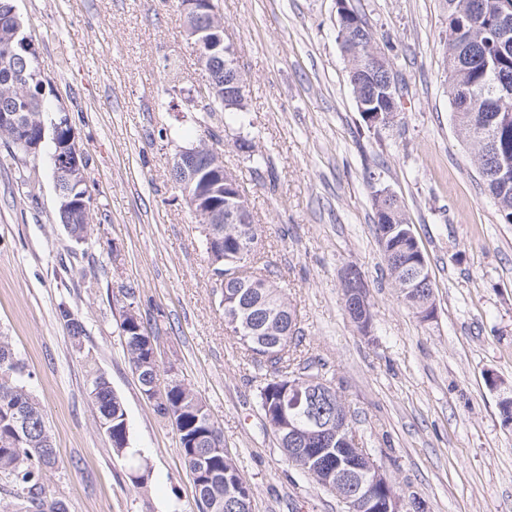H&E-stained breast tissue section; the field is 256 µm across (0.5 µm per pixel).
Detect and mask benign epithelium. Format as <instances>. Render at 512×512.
I'll use <instances>...</instances> for the list:
<instances>
[{"label":"benign epithelium","instance_id":"benign-epithelium-1","mask_svg":"<svg viewBox=\"0 0 512 512\" xmlns=\"http://www.w3.org/2000/svg\"><path fill=\"white\" fill-rule=\"evenodd\" d=\"M199 0H181L180 11L184 20L186 36L193 41L197 63L206 74V84L199 88L200 97L189 95L188 100L201 108L211 100V95L224 102L226 107H240L246 102V80L232 45L225 43L224 22L218 14L214 0H204L205 7H198ZM224 67V85L216 83L215 72ZM79 148L74 135L68 134V142L63 145V155L53 166V181L57 201L61 210L69 211L76 207L90 208L87 195L75 194L73 185L86 181V175L79 164ZM483 164L496 177L503 181L512 179V163L495 153H487ZM177 178L172 180L185 200L197 223L205 227L208 235L210 256L220 253L221 242L211 235L213 224H242L247 213L251 212L250 201L238 189L236 175L224 164V154L218 152L209 141L201 138L196 143L177 149L171 166ZM400 204L397 195L386 188L377 193V207L386 213ZM352 291L344 298V306L355 313L368 306L367 289L361 272L352 267L348 271ZM391 279L398 291L416 289V312L420 318L432 319L436 304L431 277L425 262H420L412 273L402 272V268L391 270ZM346 428V420L338 416L324 422L315 413H310L306 422L295 416L285 419V423L275 426L276 434L288 440V458L304 459L317 463V457L308 456L300 447L310 436H317L326 449H331L336 437ZM319 486L326 492L336 495L345 505V512H403L408 501L397 489L373 456L362 454L347 464L336 459V468L328 470L318 463ZM379 486L388 489L386 504L382 505L370 497V490Z\"/></svg>","mask_w":512,"mask_h":512}]
</instances>
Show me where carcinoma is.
I'll use <instances>...</instances> for the list:
<instances>
[{"mask_svg": "<svg viewBox=\"0 0 512 512\" xmlns=\"http://www.w3.org/2000/svg\"><path fill=\"white\" fill-rule=\"evenodd\" d=\"M473 0H445L448 9V97L455 126L467 144L483 140L496 147L500 155L512 159V122H497L491 131L484 130L486 117L500 111L503 91L512 92V43L502 45L490 34L504 14L512 15V0H478L479 8H471ZM13 0H0V57L7 52L19 56L12 70L0 67V111L20 112L26 119L16 128L4 133L9 139L10 156L30 154L33 138L30 125L39 121L46 126L45 143L50 154L64 144L69 126L63 114L48 116L42 99L44 65L22 49L19 40L12 39L11 29L4 23L13 16ZM342 48L349 51L362 46V39L374 40L366 22L359 16L347 18ZM351 86L359 87L367 102L366 109L375 110L381 104V90L375 63L367 58L349 72ZM463 87L468 96H454L455 87ZM485 191L495 199L504 223L512 224V182L505 184L491 177L482 180ZM58 220L72 225L71 232H82L89 225L83 212H60ZM378 240L393 249L386 262L404 266L411 271L418 262L404 230L409 228L403 210L388 215H374ZM215 236L224 241V258L235 257L247 240L259 245L261 237L256 224H237L233 232L226 225L214 227ZM277 271L267 261L263 270L250 273L238 285L213 289L218 306L234 311L240 317V333L236 340L245 354L264 370V382L258 391L260 407L268 424L278 422V413L289 410L288 384L303 376H314L332 385L336 373L320 359L302 356L300 346L304 336L300 327L290 328L289 316L295 314L288 297L277 286ZM124 351L132 372L136 373L142 393H147L146 377L138 371L139 363L152 351L148 347L158 336L144 325L126 318L120 323ZM0 474L12 484L11 496L18 500L17 512H61L63 499L49 484L47 473L58 468L59 459L48 421L40 402L25 384L26 366L14 353L5 337L0 336ZM96 415L112 430V452L123 457L129 442L126 411L112 390L110 381L96 370L89 372V392ZM181 405L183 413L177 425L181 456L195 491L198 512H251V499L235 491L244 484L237 460L217 453L206 464L207 476L199 474V457L209 449L224 447V434L211 418L207 405L191 389L179 386L153 402L154 411L167 418L168 406ZM24 412L30 420V442H21L23 429L10 423L13 414Z\"/></svg>", "mask_w": 512, "mask_h": 512, "instance_id": "obj_1", "label": "carcinoma"}]
</instances>
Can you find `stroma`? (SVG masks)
Masks as SVG:
<instances>
[{
    "mask_svg": "<svg viewBox=\"0 0 512 512\" xmlns=\"http://www.w3.org/2000/svg\"><path fill=\"white\" fill-rule=\"evenodd\" d=\"M392 63L401 110L369 125L349 83L336 0H217L246 78L250 124L218 113L213 146L249 195L294 307L302 350L326 361L358 442L426 512H512V424L495 375L512 384V224L484 193L451 120L444 0H348ZM45 66L48 109L69 118L90 158L87 242L57 219L47 154L12 160L0 140V336L44 408L59 467L49 482L69 512H195L173 426L141 393L119 334L117 288L137 290L160 360L206 402L252 491L253 512H340L334 495L289 466L258 405L263 382L224 326L202 227L169 178L177 147L204 135L167 109V65L204 82L177 0H14ZM251 139L257 157L233 147ZM36 186H28L29 173ZM402 201L428 262L436 312L421 321L389 277L374 233V192ZM361 269L370 335L347 316L341 275ZM67 304L86 328L72 347ZM111 382L133 483L100 430L88 370Z\"/></svg>",
    "mask_w": 512,
    "mask_h": 512,
    "instance_id": "stroma-1",
    "label": "stroma"
}]
</instances>
